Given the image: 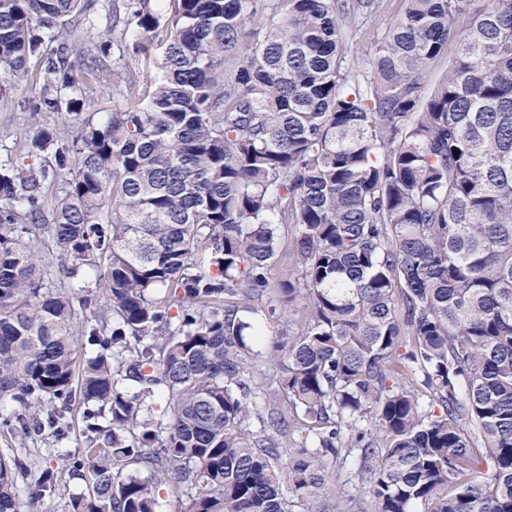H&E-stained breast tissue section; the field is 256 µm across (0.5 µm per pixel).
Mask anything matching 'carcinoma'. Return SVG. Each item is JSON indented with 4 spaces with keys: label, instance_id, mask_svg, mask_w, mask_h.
Instances as JSON below:
<instances>
[{
    "label": "carcinoma",
    "instance_id": "carcinoma-1",
    "mask_svg": "<svg viewBox=\"0 0 512 512\" xmlns=\"http://www.w3.org/2000/svg\"><path fill=\"white\" fill-rule=\"evenodd\" d=\"M405 3L358 77L344 28L379 0H124L132 54L160 52V76L103 121L71 99L70 137L31 140L53 165L0 168V398L17 403L0 428L61 441L85 406L87 448L44 469L31 504L68 471L92 479L72 512H159L163 484L179 512H295L325 491L322 512H512V0ZM93 8L0 0L1 73L42 35L59 44L30 111L85 87L70 21ZM45 237L67 274L93 273L81 305L109 333L48 289ZM302 295L258 411L243 312ZM355 450L356 511L331 473ZM29 465L0 456V512Z\"/></svg>",
    "mask_w": 512,
    "mask_h": 512
}]
</instances>
